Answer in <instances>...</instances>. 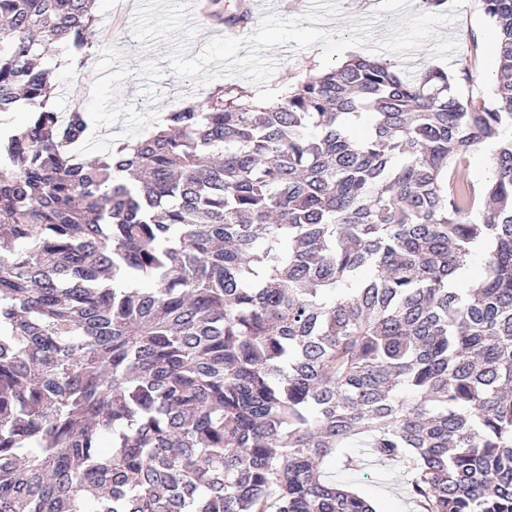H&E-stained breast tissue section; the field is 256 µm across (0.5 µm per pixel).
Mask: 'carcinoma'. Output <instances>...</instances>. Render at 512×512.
Listing matches in <instances>:
<instances>
[{"instance_id": "carcinoma-1", "label": "carcinoma", "mask_w": 512, "mask_h": 512, "mask_svg": "<svg viewBox=\"0 0 512 512\" xmlns=\"http://www.w3.org/2000/svg\"><path fill=\"white\" fill-rule=\"evenodd\" d=\"M97 2L0 0V512H375L357 440L422 512H512V0L490 106L357 56L79 160L39 60ZM491 155H486L484 147L471 155L468 171L470 178L477 189H481L487 182L491 172Z\"/></svg>"}]
</instances>
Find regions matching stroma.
I'll return each instance as SVG.
<instances>
[{
  "mask_svg": "<svg viewBox=\"0 0 512 512\" xmlns=\"http://www.w3.org/2000/svg\"><path fill=\"white\" fill-rule=\"evenodd\" d=\"M113 0H100L98 19L92 28L94 48L84 57L83 67L54 65L52 68L55 91L50 101L54 111L70 108L75 90H84L81 100L95 122L87 139L77 149L78 157H94L114 148L117 143L135 140L158 124L173 107L185 99L206 103L215 90L224 85V78H216L202 86L173 75L167 57L173 41L164 40L151 45L141 44L133 32V15L139 0H128L127 13L115 17ZM439 36L454 38L456 52L450 64H441L431 53L430 46H422L408 57L399 59L384 53L387 61H401L404 68L417 72L426 67L445 66L453 72L469 67L474 78L460 84L463 97L476 101H492L493 74L496 69L494 28L484 15L479 0H465L457 10V20L438 29ZM321 45L296 50L286 44L269 49L278 66L267 84L256 85L236 76L232 82L243 87L257 102L265 103L283 95L298 81L318 73ZM337 481L349 483L354 490L374 503L378 512H419L410 498L400 463L382 464L371 457H363L360 470L351 474L337 472Z\"/></svg>",
  "mask_w": 512,
  "mask_h": 512,
  "instance_id": "obj_1",
  "label": "stroma"
}]
</instances>
